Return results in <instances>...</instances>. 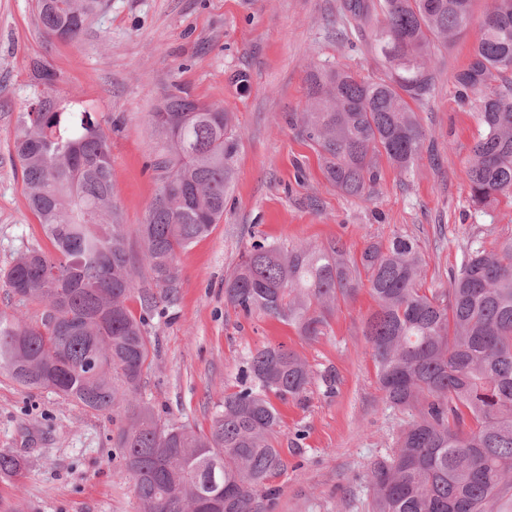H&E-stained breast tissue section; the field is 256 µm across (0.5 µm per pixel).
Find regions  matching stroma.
<instances>
[{"label": "stroma", "instance_id": "35a3bbf8", "mask_svg": "<svg viewBox=\"0 0 512 512\" xmlns=\"http://www.w3.org/2000/svg\"><path fill=\"white\" fill-rule=\"evenodd\" d=\"M342 2L103 0L68 42L42 34L35 0H0L1 270L28 249L53 250L13 148L35 96L51 93L62 112H92L109 133L114 197L131 228L160 186L154 161L163 138L148 114L163 95L179 85L230 112L240 142L224 215L182 255L173 299L156 304L140 397L162 419L206 432L251 351L277 343L298 351L313 379L305 403L277 405L286 466L263 512H372L370 469L391 454L410 415L389 407L376 383L362 335L375 306L368 287L339 301L326 334L307 341L286 322L225 304L224 279L242 252L262 239L285 249L338 239L356 259L369 242L405 235L423 255L426 287L445 288L467 247L512 238V199L482 208L469 201L464 169L480 101L461 98L454 81L495 0H473L467 29L431 57L433 89L415 108L421 158L407 172L382 164L375 191L362 197L333 187L286 121L306 108L311 68L368 76L382 67ZM43 69L54 74L52 87L42 85ZM122 419L21 388L0 371V452L26 459L19 475L0 476V512H140L115 446Z\"/></svg>", "mask_w": 512, "mask_h": 512}]
</instances>
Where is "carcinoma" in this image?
Listing matches in <instances>:
<instances>
[{"label": "carcinoma", "mask_w": 512, "mask_h": 512, "mask_svg": "<svg viewBox=\"0 0 512 512\" xmlns=\"http://www.w3.org/2000/svg\"><path fill=\"white\" fill-rule=\"evenodd\" d=\"M50 38L79 39L100 0H36ZM472 0H344L348 23L372 35L384 70L309 71L306 111L288 125L308 142L327 181L349 196L371 191L381 160L406 170L421 157L425 133L412 108L433 87L434 50L462 34ZM512 6L483 18L469 62L454 76L466 98L509 71ZM160 104L175 122L155 160L160 188L135 234L155 287L170 299L180 255L224 215L239 145L230 113L177 87ZM483 132L466 161L473 205L512 198V87L481 100ZM28 205L56 256L21 254L0 280L41 307L25 321L0 313V370L27 389L50 388L88 411L123 408L118 432L142 512H258L269 481L285 468L281 417L271 398L305 397L306 360L284 343L243 363L239 389L216 405L210 432L163 421L139 401L151 364L148 318L156 296L136 291L129 231L114 202L109 135L90 112H59L37 98L15 139ZM418 244L404 236L373 241L359 259L336 240L290 250L256 241L224 279V300L246 315L284 321L314 340L330 328L339 300L368 282L376 309L363 336L379 390L411 412L392 454L369 473L374 512H512V240L465 253L450 288H425ZM21 458L0 452V475Z\"/></svg>", "instance_id": "carcinoma-1"}]
</instances>
